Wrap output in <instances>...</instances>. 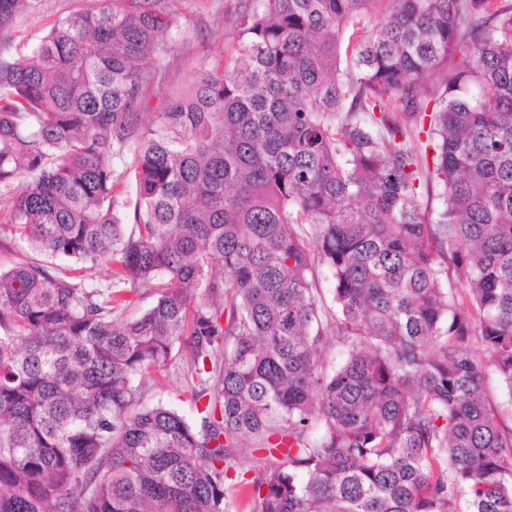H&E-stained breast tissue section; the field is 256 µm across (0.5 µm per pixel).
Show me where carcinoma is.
Here are the masks:
<instances>
[{
  "label": "carcinoma",
  "mask_w": 512,
  "mask_h": 512,
  "mask_svg": "<svg viewBox=\"0 0 512 512\" xmlns=\"http://www.w3.org/2000/svg\"><path fill=\"white\" fill-rule=\"evenodd\" d=\"M162 2L93 0L15 59L30 0H0V512H226L252 445L283 456L252 512H512L483 387L512 390V0H386L371 27L376 0H242L234 62L146 114ZM185 360L200 424L137 409ZM113 171L115 178H121L120 191L117 201L120 205H127L133 207L135 202V187L128 174H125L126 166L119 160H114ZM444 187L436 178L427 179L422 173L419 204L430 224H435L439 212L444 206Z\"/></svg>",
  "instance_id": "carcinoma-1"
}]
</instances>
